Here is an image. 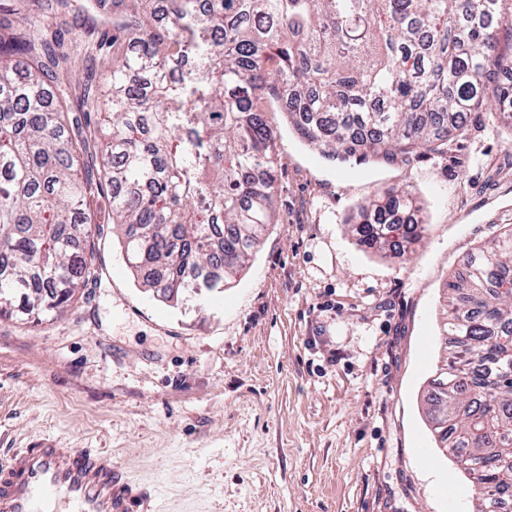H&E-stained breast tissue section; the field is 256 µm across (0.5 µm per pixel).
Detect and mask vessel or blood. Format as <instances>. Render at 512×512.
<instances>
[{
    "mask_svg": "<svg viewBox=\"0 0 512 512\" xmlns=\"http://www.w3.org/2000/svg\"><path fill=\"white\" fill-rule=\"evenodd\" d=\"M111 454L46 444L0 463V512H152Z\"/></svg>",
    "mask_w": 512,
    "mask_h": 512,
    "instance_id": "obj_1",
    "label": "vessel or blood"
}]
</instances>
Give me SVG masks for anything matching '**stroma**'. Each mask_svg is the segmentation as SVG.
Returning <instances> with one entry per match:
<instances>
[{
	"mask_svg": "<svg viewBox=\"0 0 512 512\" xmlns=\"http://www.w3.org/2000/svg\"><path fill=\"white\" fill-rule=\"evenodd\" d=\"M73 112L97 113L112 25L60 29ZM275 222L220 295L183 305L141 286L108 193L97 279L40 325L0 317V460L52 440L106 450L156 512H472L469 480L438 451L422 394L445 354L444 282L512 225V130L484 115L445 153L331 162L283 113ZM405 187L429 226L408 256L358 247L357 207Z\"/></svg>",
	"mask_w": 512,
	"mask_h": 512,
	"instance_id": "stroma-1",
	"label": "stroma"
}]
</instances>
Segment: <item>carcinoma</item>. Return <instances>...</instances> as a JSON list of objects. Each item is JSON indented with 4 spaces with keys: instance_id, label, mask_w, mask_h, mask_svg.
<instances>
[{
    "instance_id": "cac0c4a2",
    "label": "carcinoma",
    "mask_w": 512,
    "mask_h": 512,
    "mask_svg": "<svg viewBox=\"0 0 512 512\" xmlns=\"http://www.w3.org/2000/svg\"><path fill=\"white\" fill-rule=\"evenodd\" d=\"M112 2L103 178L129 267L166 302L217 295L274 218L276 138L263 106L329 160L439 152L468 115L512 124V37L504 0H96ZM56 32L34 36L0 7V316L41 323L97 279L76 156L85 115L54 79ZM407 192L369 204L353 229L368 249L415 244L391 219ZM440 331L449 355L428 417L475 487L474 512H512V228L475 248L448 280Z\"/></svg>"
}]
</instances>
